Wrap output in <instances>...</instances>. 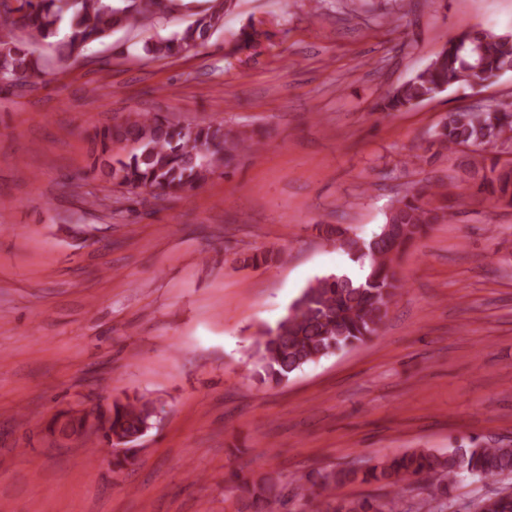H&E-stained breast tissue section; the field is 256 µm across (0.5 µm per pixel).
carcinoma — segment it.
Instances as JSON below:
<instances>
[{
  "label": "carcinoma",
  "mask_w": 512,
  "mask_h": 512,
  "mask_svg": "<svg viewBox=\"0 0 512 512\" xmlns=\"http://www.w3.org/2000/svg\"><path fill=\"white\" fill-rule=\"evenodd\" d=\"M235 6L236 0H209L183 32L158 38L143 50L169 58L203 44L224 27V17ZM187 9L186 0H21L20 7L5 8L8 17L0 20V47L6 49L0 55V95L12 93L18 83L49 68L77 61L90 45L117 28L151 24ZM44 46L55 47V56H42L39 49ZM507 72H512V34L472 29L450 40L424 69L387 90L380 108L401 111L449 89L470 88L476 78L492 82ZM97 137L101 149L92 167L100 169L108 182L130 190L149 187L166 196L195 188L232 167L240 155L260 148L253 136L226 131L221 122L181 125L156 112L140 113L123 125L103 129ZM114 143L125 144L124 156L112 157ZM433 143L469 150L467 182L488 200L512 206V164H502L498 158L503 148L512 145L511 103L448 113L433 132ZM450 209L447 196L439 190H422L402 196L374 239L339 234L336 248L350 261L368 265L367 273L361 278L345 272L315 278L286 315L260 333L254 378L261 384L280 385L305 365L379 335L388 314L384 307L400 288L398 283L390 285L398 280L396 258L431 225L448 222ZM154 412V401L144 395L117 399L112 402V433L135 435L151 423ZM462 475L480 482H512V443L490 447L473 437L469 445L446 453L418 450L386 456L372 465L326 475L324 488L330 491L357 480L378 483L385 490L382 496L346 501L333 512H395L401 482L423 480L435 496L448 492ZM228 481L253 499L255 512H280L286 506L271 478L250 481L231 472ZM487 501L486 497L473 503L476 512H512V492L498 493L492 508H484Z\"/></svg>",
  "instance_id": "cac0c4a2"
}]
</instances>
